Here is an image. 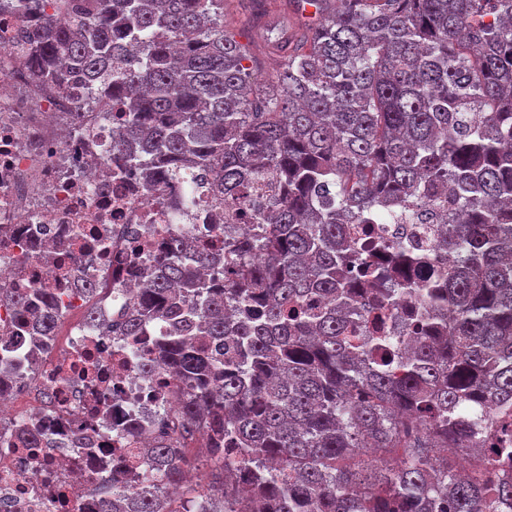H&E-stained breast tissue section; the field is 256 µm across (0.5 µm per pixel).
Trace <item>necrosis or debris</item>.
<instances>
[{
	"label": "necrosis or debris",
	"mask_w": 512,
	"mask_h": 512,
	"mask_svg": "<svg viewBox=\"0 0 512 512\" xmlns=\"http://www.w3.org/2000/svg\"><path fill=\"white\" fill-rule=\"evenodd\" d=\"M27 24L0 15V293L55 289L60 314L77 319L31 362L35 324L0 305V358L9 362L0 381V512H104L98 476L140 484L139 450L172 425L181 400L168 372L145 373L147 349L97 322L129 309L157 231L197 239L224 226L203 209L165 223L178 188L151 191L118 170L106 90L37 83L16 46ZM452 208L443 193L427 223L382 230L422 235L428 250ZM103 389L111 399L99 410Z\"/></svg>",
	"instance_id": "1"
}]
</instances>
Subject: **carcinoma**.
<instances>
[{"mask_svg": "<svg viewBox=\"0 0 512 512\" xmlns=\"http://www.w3.org/2000/svg\"><path fill=\"white\" fill-rule=\"evenodd\" d=\"M314 23L224 0H0L41 13L24 31L39 80L75 73L116 93L114 158L150 187L259 200L224 240L170 237L124 315V335L183 317L149 371L183 389L173 434L144 449L155 475L111 512H180L168 490L210 460L196 512H480L512 505V0H313ZM136 47L142 62L127 68ZM282 67L256 81V52ZM442 191L456 212L436 248L448 280L403 279L413 247L351 224L408 218ZM224 251V279L203 271ZM388 253L390 267L366 252ZM398 348L389 316L398 302ZM53 332L50 307L37 317ZM496 411L486 439L472 435ZM472 468L448 464V446ZM248 0H224V25L236 32L247 34L250 19Z\"/></svg>", "mask_w": 512, "mask_h": 512, "instance_id": "cac0c4a2", "label": "carcinoma"}]
</instances>
